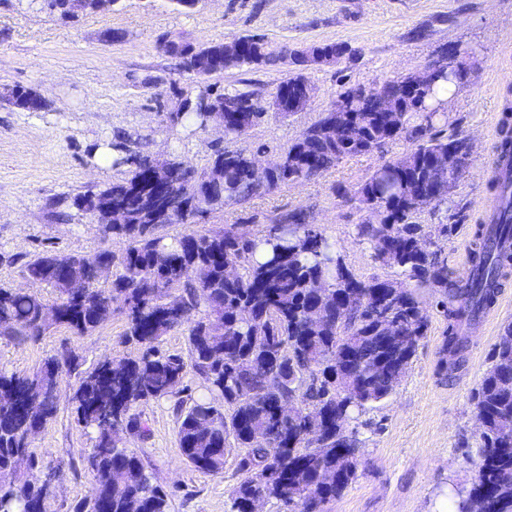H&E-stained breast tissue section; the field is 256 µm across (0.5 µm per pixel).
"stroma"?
<instances>
[{
	"label": "stroma",
	"instance_id": "35a3bbf8",
	"mask_svg": "<svg viewBox=\"0 0 512 512\" xmlns=\"http://www.w3.org/2000/svg\"><path fill=\"white\" fill-rule=\"evenodd\" d=\"M114 30L123 33V40H110ZM254 33L278 43L342 41L353 53L340 65L311 71L315 96L304 111L287 117L267 112L246 135H228L219 144L196 126H170L167 114L177 92L195 95L206 87L241 86L267 97L288 69L246 68L193 80L178 74L175 59L161 48L163 38L179 34L195 42ZM510 40L512 0H200L190 12L177 10L171 0H117L109 10L83 13L71 22L49 9L29 7L27 0H0V285L27 287L21 265L46 250L82 255L119 250V242L73 204L76 194L129 176L130 164L96 162L101 150L111 149L117 132L138 135L151 155L175 157L196 168L204 167L219 146L258 150L272 159L346 88L373 87L419 71L451 42L478 50L470 85L458 90L448 108L453 130L472 140L474 152L448 202L420 211L415 220L444 224L450 213L461 211L455 236L439 247L449 270L464 275L474 227L492 205L487 180L494 120L512 92V53L504 51ZM16 87L40 93L48 109L25 112L8 105L3 95ZM410 146L401 139L344 158L318 178L257 197L243 208L166 225L161 232L174 237L237 224L255 238L266 229L262 216L301 209L336 242L359 279L399 280L396 269L372 262L370 244L356 234L367 214L347 195L382 159ZM253 214L259 217L254 224L248 221ZM421 298L430 320L428 334L394 392L360 414L357 477L325 512H444L449 497L477 479L471 397L503 327L512 324V279L497 307L471 326L464 363L455 370L439 367L446 321L437 298L427 290ZM125 329L124 316L116 312L89 336L63 327L35 341L0 335V369L28 374L67 347L78 352L85 371L107 358L136 357L140 348L126 342ZM74 387V378L64 377L57 414L33 448L44 469L56 474L52 512H71L94 484L83 460L94 439L74 421ZM137 412L148 433L125 436V446L167 491L170 512H232V491L244 478L236 453L227 455L222 472H198L181 457L172 401H145Z\"/></svg>",
	"mask_w": 512,
	"mask_h": 512
}]
</instances>
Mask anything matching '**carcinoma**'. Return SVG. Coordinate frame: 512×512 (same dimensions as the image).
Segmentation results:
<instances>
[{
    "label": "carcinoma",
    "mask_w": 512,
    "mask_h": 512,
    "mask_svg": "<svg viewBox=\"0 0 512 512\" xmlns=\"http://www.w3.org/2000/svg\"><path fill=\"white\" fill-rule=\"evenodd\" d=\"M60 20L78 12L99 11L97 0H82L75 11L68 0H51ZM238 53L224 51V42L191 43L179 35L164 39L162 48L177 61V70L205 79L227 70L261 69L308 57L311 65L292 68L276 87L284 104L310 90L308 71L335 66L351 53L344 42L274 44L265 36L237 38ZM470 73L443 74L425 65L420 71L386 79L376 85V98H363L350 87L349 112L320 118L282 151L283 162L265 178H255L238 161L240 152L219 148L203 168L188 169L176 159L158 160L140 150L126 135L113 147L126 153L131 176L79 193L73 205L105 219L113 207L125 212L126 223L111 227L112 238L125 242L117 254L110 249L87 257L46 252L25 262L22 277H34L56 294V318L44 320L51 306L40 293L0 286V334L39 339L50 327L62 326L76 336L93 334L108 310L126 320L125 339L142 348L135 359L105 361L79 371L73 350L44 359L25 375L0 370V512H52L40 481L43 473L35 453L25 447L28 432L40 430L57 413V393L65 374L78 372L72 414L78 425L94 433V446L84 459L95 477L92 492L72 512H169L168 493L153 482L141 459L125 448L112 426L146 434L136 407L143 401L175 399L177 439L184 459L210 474L224 470L225 456L238 450L245 478L232 491L233 512H248L257 495L274 500L286 512H324V506L356 478L359 439L350 427L355 415L388 398L406 375L430 320L420 306L418 290L440 297L447 321L440 348L443 363L461 364L464 326L496 301L507 265L501 248L512 240V183L493 177L489 190L496 206L490 225L474 231L467 277L448 270L437 239H451L456 217L448 224H417L420 197L447 201L456 182L437 159L448 146L462 150L458 133L437 136L434 123L448 118L438 101L441 85L464 86ZM5 101L22 111L41 112L49 103L32 89L15 88ZM251 90L216 92L181 99L172 123L199 124L202 113L224 111L226 134L242 136L264 112ZM495 154H512V105L505 104ZM412 141L400 156L383 160L351 196L359 209L380 216L357 225L358 237L372 246L371 259L394 268L407 282L390 288L378 276L356 279L336 248L301 210L266 217V234L245 238L237 225H224L215 236L197 231L167 239L162 192L153 184L155 172L167 170L177 191L200 213L203 202L215 211L243 207L260 194L301 180H310L345 157L366 154L400 139ZM233 261L239 278L224 277ZM78 274L86 288L71 296L68 275ZM309 310L320 312L324 324L312 329ZM185 328L191 345V366L205 382V393L189 401L180 389L186 364L160 344L171 331ZM492 364L476 389V409L485 420L476 450L478 477L458 493L456 512H512V325L503 328L494 345ZM297 403L293 421L280 418L283 402ZM228 406L226 414L217 406ZM317 411L321 440L304 434V422ZM30 456L29 468H15L16 458Z\"/></svg>",
    "instance_id": "cac0c4a2"
}]
</instances>
